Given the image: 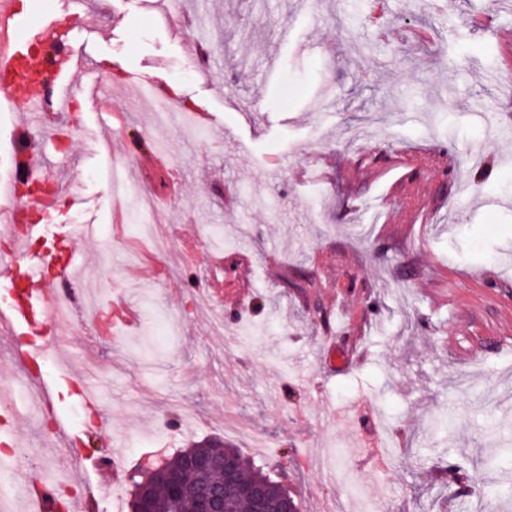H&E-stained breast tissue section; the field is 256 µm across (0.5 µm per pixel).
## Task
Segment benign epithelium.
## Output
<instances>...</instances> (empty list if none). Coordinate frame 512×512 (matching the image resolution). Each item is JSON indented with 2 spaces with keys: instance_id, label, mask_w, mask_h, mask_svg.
I'll return each mask as SVG.
<instances>
[{
  "instance_id": "obj_1",
  "label": "benign epithelium",
  "mask_w": 512,
  "mask_h": 512,
  "mask_svg": "<svg viewBox=\"0 0 512 512\" xmlns=\"http://www.w3.org/2000/svg\"><path fill=\"white\" fill-rule=\"evenodd\" d=\"M213 471L223 474V481L217 485L207 482ZM194 482L197 483L194 512H224V497L229 493L250 501L253 512H299L298 504L289 494L271 498L262 485L243 482L234 457L193 453L183 456L177 472L164 467L151 470L135 490L132 512H156V496L167 495L177 500L184 488Z\"/></svg>"
}]
</instances>
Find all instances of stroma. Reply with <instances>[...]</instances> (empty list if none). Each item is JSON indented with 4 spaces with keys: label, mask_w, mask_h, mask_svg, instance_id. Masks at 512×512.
Here are the masks:
<instances>
[{
    "label": "stroma",
    "mask_w": 512,
    "mask_h": 512,
    "mask_svg": "<svg viewBox=\"0 0 512 512\" xmlns=\"http://www.w3.org/2000/svg\"><path fill=\"white\" fill-rule=\"evenodd\" d=\"M27 2L68 13L92 68L121 72L102 104L76 97L39 157L66 168L92 224L33 245L83 274L85 312L58 338L99 394V425L65 390L52 408L81 455L121 442L130 493L163 448L218 438L301 512L333 498L473 512L478 477L512 512V0H387L377 21L370 0H182L169 15L146 0ZM201 14L212 63L192 75ZM134 71L210 121L156 126ZM109 110L126 118L119 136L164 146L167 168L133 160L110 180L83 142ZM143 195L157 204L149 239L125 205ZM295 270L313 287L287 284ZM120 297L141 324L94 337L88 312ZM361 405L393 458L361 460L351 425L326 421ZM42 420L0 453L16 485L31 458L58 481L80 467L41 444Z\"/></svg>",
    "instance_id": "obj_1"
}]
</instances>
